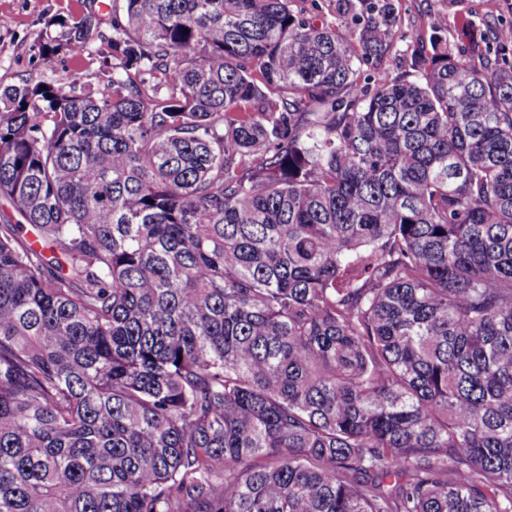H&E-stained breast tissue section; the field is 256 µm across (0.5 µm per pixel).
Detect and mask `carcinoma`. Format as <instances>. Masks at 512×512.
<instances>
[{"label": "carcinoma", "instance_id": "carcinoma-1", "mask_svg": "<svg viewBox=\"0 0 512 512\" xmlns=\"http://www.w3.org/2000/svg\"><path fill=\"white\" fill-rule=\"evenodd\" d=\"M332 2L56 15L98 84L0 89V512H512V24ZM289 7L297 15L314 21L316 24H331L336 17L328 9V0H288ZM400 5V46H404L412 36L419 33L429 47V37L435 25L448 23V28L453 26L455 16L448 12L444 0H400Z\"/></svg>", "mask_w": 512, "mask_h": 512}]
</instances>
